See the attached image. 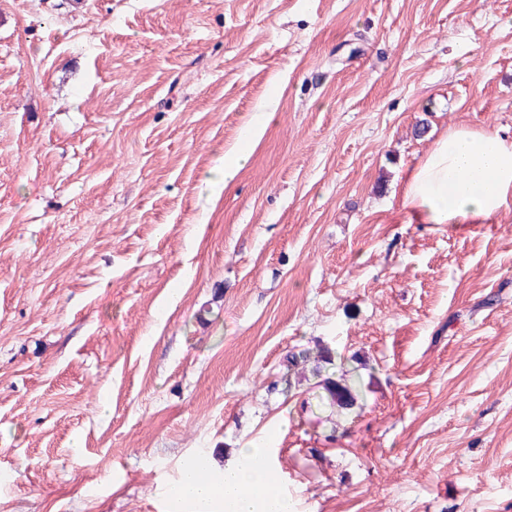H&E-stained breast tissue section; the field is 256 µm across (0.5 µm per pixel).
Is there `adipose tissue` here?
Listing matches in <instances>:
<instances>
[{
	"label": "adipose tissue",
	"instance_id": "adipose-tissue-1",
	"mask_svg": "<svg viewBox=\"0 0 512 512\" xmlns=\"http://www.w3.org/2000/svg\"><path fill=\"white\" fill-rule=\"evenodd\" d=\"M265 129L266 115L257 113L247 129V147L225 152L213 192L227 187ZM511 200L512 134L466 126L437 138L400 190L402 207L420 224H477ZM238 456L219 472L204 461L185 465L170 496L189 512H292L287 496L271 492L270 469L256 449H239Z\"/></svg>",
	"mask_w": 512,
	"mask_h": 512
}]
</instances>
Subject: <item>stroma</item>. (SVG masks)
<instances>
[{
  "label": "stroma",
  "mask_w": 512,
  "mask_h": 512,
  "mask_svg": "<svg viewBox=\"0 0 512 512\" xmlns=\"http://www.w3.org/2000/svg\"><path fill=\"white\" fill-rule=\"evenodd\" d=\"M457 125L512 0H0V512L257 441L295 512H512V207L399 202ZM251 154L250 148L232 149L224 154V167L221 179L211 183L212 191L220 193L227 187L237 172L245 165Z\"/></svg>",
  "instance_id": "stroma-1"
}]
</instances>
